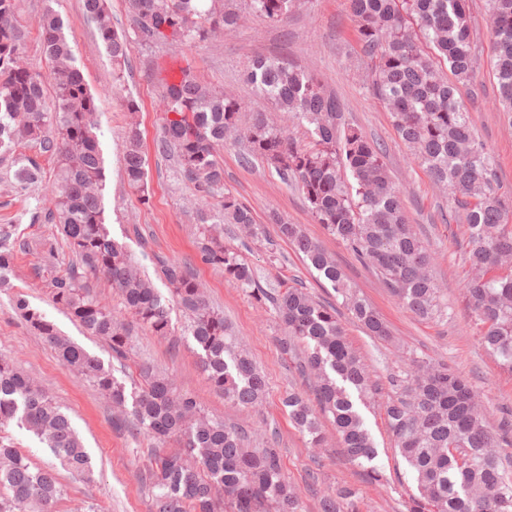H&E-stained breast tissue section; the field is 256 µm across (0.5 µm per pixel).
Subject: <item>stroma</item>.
<instances>
[{
  "mask_svg": "<svg viewBox=\"0 0 512 512\" xmlns=\"http://www.w3.org/2000/svg\"><path fill=\"white\" fill-rule=\"evenodd\" d=\"M49 7L63 17L76 64L99 101L98 138L106 177L103 206L112 236L125 243L139 265L154 277L157 257L191 263L209 299L223 309L264 372L267 394L263 403L254 408L225 403L201 372L192 346L181 337L185 317L176 305L170 310L173 335L139 333L136 359L150 361L168 374L178 391L194 397L206 413L258 434L276 430L283 473L300 491L303 512H318L317 501L307 490L313 474L317 475L318 487L323 492L335 494L347 487L355 489L363 512H405L409 498L417 495L418 490L387 425L384 404L393 394L391 378L400 375L405 361L413 357L448 364L477 388L489 422L495 425L504 414H512V375L502 371L481 344L466 307L462 253L467 241L461 226L441 223L438 217L439 207L448 204L446 193L411 162L389 112L368 89L367 58L355 35L347 0H305L279 24L250 16L222 36L175 51L160 44L134 46L124 81L118 87L112 83V61L96 33L93 19L84 11L83 0H20L17 20L25 33L24 62L41 73L49 71L39 40L40 18ZM470 10L476 32L477 64L472 86H461L459 97L480 139L495 156L499 187L512 192V126L504 122L498 110L485 0H470ZM258 55H277L292 65L316 71L336 95L347 120L386 148L392 180L402 192L406 213L436 253L433 274L448 299L451 317L422 321L392 297L371 269L314 221L297 190L286 186L261 163L246 162L241 145L227 144L219 150L225 187L251 208L264 230L263 238L254 240L228 224L224 227V239L238 247L261 282L297 280L317 298L335 301L330 284L309 269L292 244L280 238L276 221L281 218L301 225L313 241L334 256L345 278L373 305L392 331L395 341L390 344L367 336L349 317L341 319L348 341L371 366L379 388L374 402L363 410L378 450L375 465L383 475L377 484L370 483L361 468L342 455L332 426H325L324 441L314 448L290 423L281 404L285 392L292 388L308 397L312 391L280 348L283 325L272 308L227 281L223 272L201 262L196 246V215L189 206L196 191L159 148V70L170 60L180 59L198 79L235 96L243 116L248 118L258 112H274L273 105L257 96L244 77L249 62ZM131 99L139 105L137 120L148 159L149 200L145 203L128 186L123 174L126 104ZM10 169V157L0 155V224L19 225L28 235H51L52 225L30 221L37 198L45 192L44 186L24 189L5 185ZM59 255L58 264L52 268L39 266L35 255H17L9 275L13 289L0 292V355L11 358L36 378L68 410L92 458L91 479L61 472L66 495L58 503L57 512H150V493L142 478L150 467L152 441L118 428V412L111 402L63 365L49 344L34 335L11 308L12 293L23 294L62 335L104 364H111L108 346L83 333L53 300L51 282L64 274L72 258L64 246L60 247ZM154 285L159 292L167 290L164 281L156 277Z\"/></svg>",
  "mask_w": 512,
  "mask_h": 512,
  "instance_id": "35a3bbf8",
  "label": "stroma"
}]
</instances>
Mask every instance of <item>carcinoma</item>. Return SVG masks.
<instances>
[{
  "label": "carcinoma",
  "instance_id": "obj_1",
  "mask_svg": "<svg viewBox=\"0 0 512 512\" xmlns=\"http://www.w3.org/2000/svg\"><path fill=\"white\" fill-rule=\"evenodd\" d=\"M20 0H0V154L13 155L14 181H43L36 148L56 159L54 179L37 212L54 225L75 263L52 282V296L88 333L104 338L112 358L124 365L137 328L157 336L172 332L170 302L188 315L183 335L192 339L202 371L224 399L259 404L266 380L224 312L205 299L203 284L179 260H161L158 270L170 298L142 275L126 245L115 240L104 217L105 175L97 137L99 106L77 67L61 16L42 15L39 36L49 78L36 81L21 64L24 35L17 25ZM301 0H128L133 35L112 26L108 0H84L112 59L119 85L134 45L171 46L215 38L232 30L244 12L278 23ZM493 33L492 69L503 117L512 124V0H485ZM354 31L368 58V89L391 114L401 141L431 182L448 191L454 220L463 225L468 249L465 300L484 347L512 374V196L494 185L495 157L480 140L458 98L475 69L474 31L468 0H348ZM449 70L452 78L444 76ZM246 80L280 112L306 130L300 144L278 119L263 114L243 126L239 102L224 90L185 72L181 82L161 79L164 101L160 148L171 152L195 185L200 258L224 278L270 303L287 334L283 352L299 361L311 379L316 403L290 392L283 406L290 421L315 446L322 444L321 418L331 419L342 453L373 481L375 442L359 405L376 395L368 366L353 349L340 311L316 301L295 285L264 288L240 252L224 244V225L249 236L263 235L250 207L224 188L218 149L232 140L301 194L314 220L379 275L410 313L447 319L448 301L436 284L433 256L409 224L401 192L393 184L386 153L361 128L348 122L336 98L312 70L278 57L258 56ZM53 95H48V90ZM124 142L128 185L147 191V160L130 100ZM280 238L303 254L341 298L351 319L367 335L387 341L390 330L378 312L350 286L335 259L309 239L300 225L276 219ZM19 225H0V288L19 252L32 247ZM105 280L122 299L118 313L90 290ZM21 318L55 351L58 359L120 407L137 430L157 445L148 475L151 512H300V495L285 479L277 449L250 447L246 431L209 416L173 380L144 364L136 376L117 378L69 339L21 295ZM385 404L396 447L417 483L406 512H512V461L499 448L512 434V420L489 425L473 384L444 363L409 359L404 375L392 379ZM10 423L32 434L63 468L90 478L91 457L67 413L33 378L0 355V427ZM173 440L179 450H162ZM65 495L58 473L35 467L14 443L0 437V512H55ZM320 512H362L355 490L319 499Z\"/></svg>",
  "mask_w": 512,
  "mask_h": 512
}]
</instances>
